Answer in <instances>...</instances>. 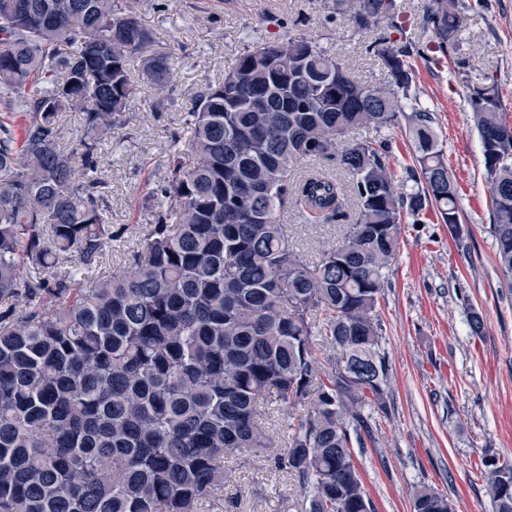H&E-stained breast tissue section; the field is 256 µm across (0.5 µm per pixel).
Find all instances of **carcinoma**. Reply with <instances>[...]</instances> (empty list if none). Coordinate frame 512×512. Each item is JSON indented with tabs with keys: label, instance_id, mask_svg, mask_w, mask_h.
<instances>
[{
	"label": "carcinoma",
	"instance_id": "carcinoma-1",
	"mask_svg": "<svg viewBox=\"0 0 512 512\" xmlns=\"http://www.w3.org/2000/svg\"><path fill=\"white\" fill-rule=\"evenodd\" d=\"M437 47L456 45L463 0H431ZM389 81H358L311 40H256L187 113L167 175L143 202L122 271L93 263L123 238L107 218L101 149L142 90L175 59L114 0H0V512H202L220 500L224 460L267 454L306 512H376L353 456L365 408L387 409L389 361L377 310L403 213L431 208L457 229V191L432 113L406 111L411 50L396 45V0H349ZM469 101L492 185L498 264L512 276V125L497 83ZM85 131L63 141L61 116ZM407 123L424 186L397 192L384 149L356 128ZM334 157L344 184L300 160ZM356 217L308 263L289 244L288 205ZM50 269L33 280L25 268ZM334 355L321 363L317 338ZM313 401L278 446L272 397ZM483 459L493 512H512V468ZM413 512H450L431 488Z\"/></svg>",
	"mask_w": 512,
	"mask_h": 512
}]
</instances>
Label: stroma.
I'll return each instance as SVG.
<instances>
[{"mask_svg":"<svg viewBox=\"0 0 512 512\" xmlns=\"http://www.w3.org/2000/svg\"><path fill=\"white\" fill-rule=\"evenodd\" d=\"M402 29L397 44H411L415 75L412 106L429 110L448 173L458 190L460 236H452L433 211L401 223L400 252L379 300L384 346L390 360L387 412L369 411L371 440L353 455L377 512H411L415 489L448 498L453 512H492L481 459L512 460V287L496 258L490 226V183L468 99V87L494 80L504 119L512 124V0H465L454 52L434 49L423 26L429 0H398ZM134 5L153 32L154 50L173 52L170 87L145 99L116 128L123 144H104L102 177L109 184L112 225L127 226L122 241L100 256L96 271L124 266L136 250L143 196L168 169L174 137L185 136L184 114L225 71L251 36L307 38L337 56L361 82L386 83L372 42L374 31L354 27L336 0H115ZM355 138H380L399 191L412 192L415 143L407 127L356 130ZM288 240L306 261L339 241L355 220L346 202L337 220L314 221L291 209ZM483 318L472 335L468 309ZM222 512H304L296 480L251 454L225 463Z\"/></svg>","mask_w":512,"mask_h":512,"instance_id":"1","label":"stroma"}]
</instances>
